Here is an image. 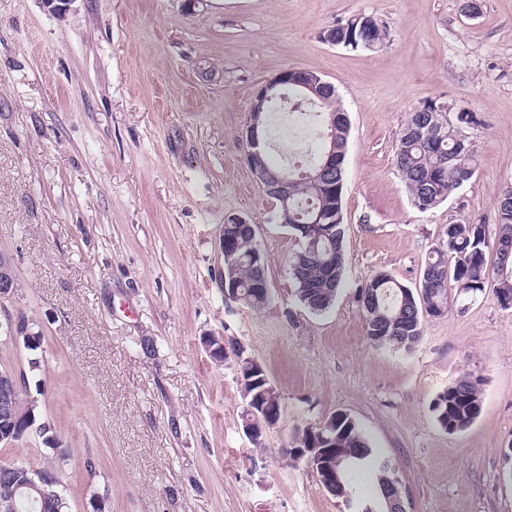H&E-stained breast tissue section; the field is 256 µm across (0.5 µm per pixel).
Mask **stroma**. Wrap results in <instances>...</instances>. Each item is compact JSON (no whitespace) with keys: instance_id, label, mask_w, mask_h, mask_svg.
Listing matches in <instances>:
<instances>
[{"instance_id":"1","label":"stroma","mask_w":512,"mask_h":512,"mask_svg":"<svg viewBox=\"0 0 512 512\" xmlns=\"http://www.w3.org/2000/svg\"><path fill=\"white\" fill-rule=\"evenodd\" d=\"M0 0V253L21 285L7 313L38 324L42 410L73 455L71 512H347L289 448L342 412L397 481L405 512H512V308L493 287L425 317L411 350L372 347L360 288L389 273L416 288L449 225L491 224L512 186V0ZM385 37L323 39L357 15ZM285 69L336 87L349 118L344 286L323 313L288 271L298 237L252 174L242 133L256 92ZM444 101L477 118L474 177L419 210L395 159L412 112ZM256 225L269 303L224 297L220 237ZM243 346L282 396L261 447L243 430ZM482 409L442 430L433 404L463 375ZM96 464L88 476L85 459Z\"/></svg>"}]
</instances>
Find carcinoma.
Segmentation results:
<instances>
[{"instance_id":"obj_1","label":"carcinoma","mask_w":512,"mask_h":512,"mask_svg":"<svg viewBox=\"0 0 512 512\" xmlns=\"http://www.w3.org/2000/svg\"><path fill=\"white\" fill-rule=\"evenodd\" d=\"M362 31V38L347 48L364 50L367 43L379 42V25L374 17H354L336 25V38L343 39V27ZM311 112L328 117L340 111L336 94L332 93L317 105L306 106ZM467 121L455 120L439 123L431 136L425 135L423 118L413 112L404 124L395 148L396 166L408 188L414 205L422 211L443 202L453 191L462 188L475 174L471 164L474 149L459 127L477 124L475 117L464 113ZM251 170L266 180L287 175L292 180L288 200L290 215H300V221L314 220L320 208L336 206V222L329 223L323 214V224L306 235L298 228L294 232L301 241L300 250L290 260L289 273L298 285L300 301L309 310L324 312L334 303L343 285V178L341 168L329 172L322 184L302 176L303 169L283 171L272 165L268 153L261 159H247ZM224 234L235 239V276L238 281V302L260 309L268 299L255 294L254 288L267 275L266 257H256L255 225L226 224ZM496 243V260L488 264L486 251ZM496 288L498 300L512 299V198L499 199L498 220L495 224H450L446 249L438 248L429 258L421 274L418 288L402 292V284L389 274L380 272L362 286L360 295H375L370 304L362 305L365 319V337L374 347H392L409 350L422 334V320L426 316H441L448 308L450 291L458 295H475L488 284ZM17 335L8 337L0 325V338L4 343L28 350L41 345L38 325L24 313H19ZM18 378L16 395L9 414H0V434L12 432L10 441L17 444L34 434L42 439L53 454L44 458L40 467L34 468L22 461L8 478L0 477V512H69V501L62 490L63 475L71 465L72 455L59 436L52 418L40 412L41 397L45 390L42 382L35 387L24 372H15ZM433 410L439 426L445 431H459L470 426L481 410L479 380L464 375L438 395ZM315 443L334 449L329 459L336 469V497L345 498L351 493L361 507L376 508L369 499L360 497L356 478L362 473L373 475L385 498L392 484L387 466L369 446L363 431L348 415L335 413L328 417L323 428L303 430V446ZM45 481L48 493L46 507L26 496L23 485L30 481Z\"/></svg>"}]
</instances>
